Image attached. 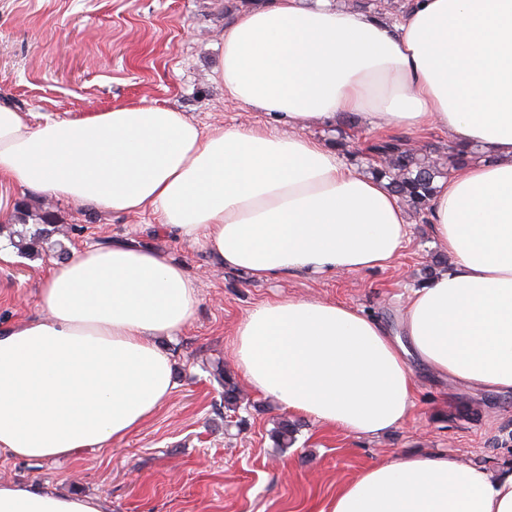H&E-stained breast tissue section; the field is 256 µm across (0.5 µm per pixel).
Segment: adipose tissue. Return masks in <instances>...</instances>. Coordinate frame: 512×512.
<instances>
[{"instance_id":"ef3b65f1","label":"adipose tissue","mask_w":512,"mask_h":512,"mask_svg":"<svg viewBox=\"0 0 512 512\" xmlns=\"http://www.w3.org/2000/svg\"><path fill=\"white\" fill-rule=\"evenodd\" d=\"M217 78L273 126L203 129L155 103L62 117L0 102V212L14 189L149 212L224 268L264 281L383 268L407 239L409 212L311 130L348 120L438 129L469 156L430 203L449 266L410 290L399 331L343 303L282 297L236 324L233 358L256 393L357 438L408 420L416 363L512 396V0H407L395 17L269 0L225 27ZM198 303L181 265L132 242L54 263L39 314L0 329V457L66 460L136 431L175 389L158 341ZM0 512L112 506L0 481ZM325 512H512V472L445 451L403 455L343 483Z\"/></svg>"}]
</instances>
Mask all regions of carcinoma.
<instances>
[{
    "mask_svg": "<svg viewBox=\"0 0 512 512\" xmlns=\"http://www.w3.org/2000/svg\"><path fill=\"white\" fill-rule=\"evenodd\" d=\"M368 151L380 157L369 167L370 173L378 179L387 180L390 190L402 201L410 205L415 212L429 210L432 197L437 191L436 179L444 175V168H456L464 164L465 158L454 147H447L445 162L438 165L421 155L404 136H389L373 142ZM41 224L33 231L18 232L17 249L25 252L34 244L52 236L58 227L55 215L45 211L40 216ZM213 379L222 388L224 411L238 413L241 398L234 376L217 366L212 371ZM300 424L285 418L278 422L271 432V438L278 448L288 449L296 442Z\"/></svg>",
    "mask_w": 512,
    "mask_h": 512,
    "instance_id": "cac0c4a2",
    "label": "carcinoma"
}]
</instances>
